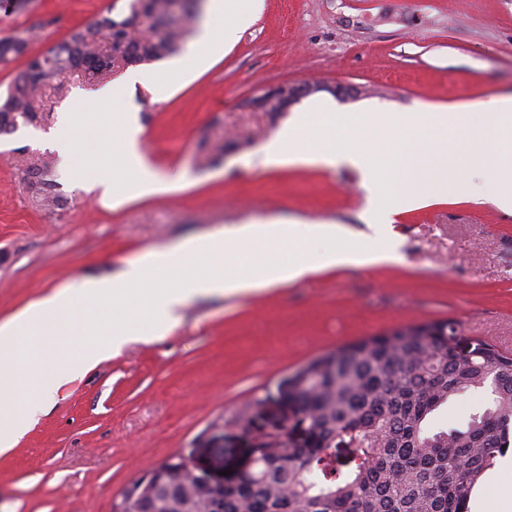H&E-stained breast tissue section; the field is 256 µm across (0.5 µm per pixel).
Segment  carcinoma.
Listing matches in <instances>:
<instances>
[{"label":"carcinoma","instance_id":"1","mask_svg":"<svg viewBox=\"0 0 512 512\" xmlns=\"http://www.w3.org/2000/svg\"><path fill=\"white\" fill-rule=\"evenodd\" d=\"M60 44L70 69L95 85L114 69L174 54L203 12L193 0H127ZM138 19L131 30L128 17ZM168 17L162 30L156 20ZM30 33L0 38V64L23 57ZM66 74L58 56L36 57L0 98V135L38 125L43 86ZM21 181L39 206H62L53 161L30 158ZM458 324L410 325L315 361L297 405L318 436L316 450L274 441L240 484L224 489V512H471L477 486L512 444V355L484 341L454 351ZM490 391L487 407L462 427L434 428V413L467 391ZM338 435L355 448L343 469L329 452ZM140 512H203L205 496L166 482L142 497Z\"/></svg>","mask_w":512,"mask_h":512}]
</instances>
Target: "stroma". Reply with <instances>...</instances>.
Segmentation results:
<instances>
[{
  "instance_id": "obj_1",
  "label": "stroma",
  "mask_w": 512,
  "mask_h": 512,
  "mask_svg": "<svg viewBox=\"0 0 512 512\" xmlns=\"http://www.w3.org/2000/svg\"><path fill=\"white\" fill-rule=\"evenodd\" d=\"M113 0H34L0 11V37L34 30V55L106 12ZM152 63L163 90L135 85L125 107L142 128L141 152L171 192L106 205L90 148L109 138L78 117L80 152L58 164L65 203L32 206L20 182L30 155L49 153L60 115L85 83L71 72L42 93L47 123L0 136V319L76 278L114 274L145 249L250 219L334 224L370 234L359 172L341 165L267 166L260 148L302 110L254 112L270 87L315 84L340 112L477 105L512 95V0H262L229 47L192 76ZM224 154L210 161L209 152ZM397 261L320 272L246 296L199 297L163 339L126 344L62 388L38 422L0 456V512H112L126 488L173 455L238 475L253 440L235 423L264 400L261 422L288 413L285 380L315 358L394 328L453 320L463 336L512 352V213L448 197L397 217ZM224 445L199 446L216 423Z\"/></svg>"
}]
</instances>
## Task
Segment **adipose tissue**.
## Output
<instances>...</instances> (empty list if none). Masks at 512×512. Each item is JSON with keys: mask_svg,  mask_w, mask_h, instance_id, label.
<instances>
[{"mask_svg": "<svg viewBox=\"0 0 512 512\" xmlns=\"http://www.w3.org/2000/svg\"><path fill=\"white\" fill-rule=\"evenodd\" d=\"M257 0H209V18L191 52L176 64L194 71L203 55L237 40ZM233 10L236 21L219 17ZM153 71H130L112 84L80 91L78 105L102 109L110 140L97 146L96 184L112 207L173 189L140 152L141 129L131 113L109 112L128 86L156 85ZM317 120L312 141L306 120ZM264 164L351 165L363 173L364 216L378 234L371 241L344 238L337 225L297 219L252 220L164 248L146 250L117 275L74 280L0 320V455L37 422L59 391L132 341L162 339L191 299L227 298L275 288L325 270L385 265L396 260L391 226L397 216L448 196L477 197L512 211V96L416 112H338L327 101L309 104L260 151ZM128 177L115 186L114 171ZM120 302L115 336L91 307Z\"/></svg>", "mask_w": 512, "mask_h": 512, "instance_id": "1", "label": "adipose tissue"}]
</instances>
